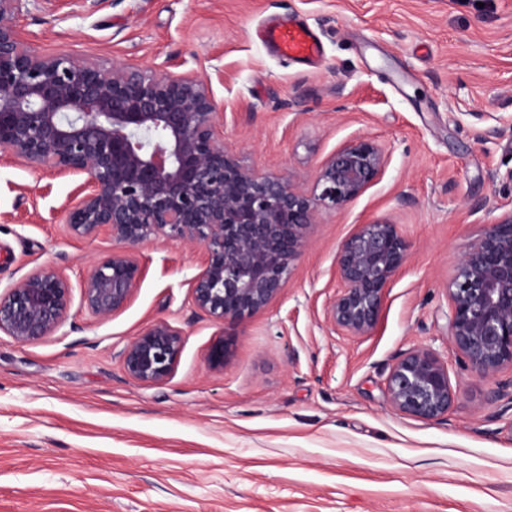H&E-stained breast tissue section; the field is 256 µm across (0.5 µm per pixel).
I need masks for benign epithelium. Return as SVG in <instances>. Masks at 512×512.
Masks as SVG:
<instances>
[{
  "mask_svg": "<svg viewBox=\"0 0 512 512\" xmlns=\"http://www.w3.org/2000/svg\"><path fill=\"white\" fill-rule=\"evenodd\" d=\"M25 2L0 0V156L84 176L67 218L70 233L89 238L106 231L124 244L83 281V303L96 316L127 307L142 275L135 249L158 236L203 248L204 263L190 282L199 312L222 325L253 316L286 288L319 212L353 202L388 164L377 142L350 141L321 164L308 195L224 147L220 113L203 79L121 63L104 67L64 52L41 55L18 37ZM407 258L397 225H359L336 254L339 291L328 323L346 336L370 334ZM446 297L448 340L464 365L480 377L512 368V210L490 218L467 245ZM70 301L63 272L36 268L0 290V333L19 343L49 336ZM182 348V331L157 321L124 347L122 366L145 385H161ZM230 351L219 333L210 365L224 368ZM385 393L402 415L440 419L453 401L448 363L430 348H413L390 367Z\"/></svg>",
  "mask_w": 512,
  "mask_h": 512,
  "instance_id": "benign-epithelium-1",
  "label": "benign epithelium"
}]
</instances>
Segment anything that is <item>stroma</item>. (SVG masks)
Masks as SVG:
<instances>
[{
    "label": "stroma",
    "mask_w": 512,
    "mask_h": 512,
    "mask_svg": "<svg viewBox=\"0 0 512 512\" xmlns=\"http://www.w3.org/2000/svg\"><path fill=\"white\" fill-rule=\"evenodd\" d=\"M299 19L324 57L283 59L252 39ZM17 29L43 54L67 49L201 76L224 145L313 193L326 158L358 138L389 153L382 177L324 210L281 295L220 325L192 304L199 247L140 244L129 305L91 314L81 286L119 244L65 223L84 179L0 159V289L39 267L68 276L63 326L22 344L0 333V512H512V370H465L448 340L445 289L487 214L512 209V0H28ZM396 224L406 263L366 336L326 309L336 253L358 225ZM166 321L183 333L170 379L128 376L121 352ZM226 334L231 353L211 368ZM448 363L453 402L422 420L386 400L402 353Z\"/></svg>",
    "instance_id": "35a3bbf8"
}]
</instances>
